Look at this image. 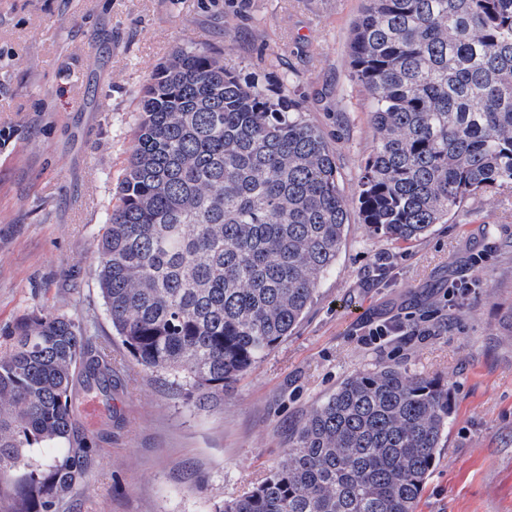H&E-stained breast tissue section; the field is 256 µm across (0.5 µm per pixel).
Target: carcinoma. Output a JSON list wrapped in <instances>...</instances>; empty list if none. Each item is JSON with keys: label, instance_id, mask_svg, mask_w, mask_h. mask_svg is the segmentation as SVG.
Here are the masks:
<instances>
[{"label": "carcinoma", "instance_id": "obj_1", "mask_svg": "<svg viewBox=\"0 0 512 512\" xmlns=\"http://www.w3.org/2000/svg\"><path fill=\"white\" fill-rule=\"evenodd\" d=\"M349 67L375 145L363 223L417 242L469 197L512 184V0H365ZM322 131L217 57L176 50L139 100L94 278L143 369L205 409L292 335L336 263L349 200ZM0 349V495L54 512L84 483L94 436L78 385L112 399L117 361L75 315L40 307ZM453 406L398 364L359 371L314 407L286 458L216 512H415ZM61 444L44 465L34 450Z\"/></svg>", "mask_w": 512, "mask_h": 512}]
</instances>
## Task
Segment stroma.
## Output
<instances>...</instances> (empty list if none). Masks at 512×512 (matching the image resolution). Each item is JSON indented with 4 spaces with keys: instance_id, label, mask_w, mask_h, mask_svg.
Returning a JSON list of instances; mask_svg holds the SVG:
<instances>
[{
    "instance_id": "1",
    "label": "stroma",
    "mask_w": 512,
    "mask_h": 512,
    "mask_svg": "<svg viewBox=\"0 0 512 512\" xmlns=\"http://www.w3.org/2000/svg\"><path fill=\"white\" fill-rule=\"evenodd\" d=\"M362 0H0V335L40 306L77 311L118 360L86 484L57 512H215L280 463L297 425L384 363L455 403L416 512H512V189L470 197L396 244L351 212L335 266L291 336L198 411L127 354L91 275L138 100L177 48L291 98L335 153L346 195L374 146L349 69ZM472 286L449 305L451 280ZM440 315L374 344L365 324Z\"/></svg>"
}]
</instances>
